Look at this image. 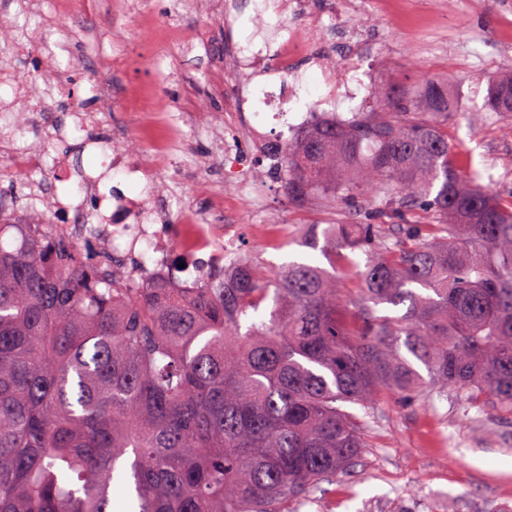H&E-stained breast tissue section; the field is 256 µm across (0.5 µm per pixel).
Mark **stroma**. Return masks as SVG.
Instances as JSON below:
<instances>
[{"instance_id": "35a3bbf8", "label": "stroma", "mask_w": 512, "mask_h": 512, "mask_svg": "<svg viewBox=\"0 0 512 512\" xmlns=\"http://www.w3.org/2000/svg\"><path fill=\"white\" fill-rule=\"evenodd\" d=\"M346 9L361 13L358 37L370 50L368 65L374 86L447 80L460 110L448 122L461 169L488 174L495 194L512 191V124L483 107L486 89L512 67V46L479 40L506 20L512 21V0H416L411 14L416 41H406L395 13L382 11L377 0H341ZM225 0H126L122 12L112 0H70L66 15H58L55 0H0V25L30 41L27 59L16 57L11 45L0 42V61H11L16 78L50 63L75 88L73 108L61 106L48 93L45 108L16 131L18 146L48 147L46 170L38 190L43 199L65 197L68 182L56 175L57 166L88 170L95 151L79 139L50 145L52 129L73 124L72 111L94 112L100 105L98 76L112 74V112L94 134L104 145L123 138L135 156H145L156 130L133 125L131 115L147 112L155 98H163L181 135L173 148V171L150 172L148 179L116 182L127 195L143 193L154 182L172 210H187L223 220L221 196L238 193L245 205L233 220L243 227L244 254L267 274L289 262L310 263L335 271L344 294L358 288L355 270L366 256L351 253L349 263L333 254L307 247L305 229L312 224H359L362 214L340 202L316 194L295 202L273 173L269 157L255 148L246 153L253 166L241 183L224 176V155L213 134L226 112L253 115L254 91L264 78L240 77L232 64L234 42L261 32L274 38L278 18L268 14L254 29L262 0H236L237 26L224 25ZM155 21L195 36L191 46L155 42L142 26ZM365 446L352 473H340L310 494L292 502L288 512H512V415L490 404L471 401L459 405L455 396L404 402L379 393L373 410L364 417Z\"/></svg>"}]
</instances>
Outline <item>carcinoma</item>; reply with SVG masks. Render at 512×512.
<instances>
[{
	"label": "carcinoma",
	"mask_w": 512,
	"mask_h": 512,
	"mask_svg": "<svg viewBox=\"0 0 512 512\" xmlns=\"http://www.w3.org/2000/svg\"><path fill=\"white\" fill-rule=\"evenodd\" d=\"M371 96L270 156L292 199L365 214L307 230L367 254L352 307L307 263L269 277L242 255L193 288H133L47 225L0 224L23 236L0 245V512H112L116 481L128 512H285L357 459L363 419L341 404L368 414L378 386L512 414V198L457 165L447 84ZM486 111L512 122V72Z\"/></svg>",
	"instance_id": "obj_1"
}]
</instances>
